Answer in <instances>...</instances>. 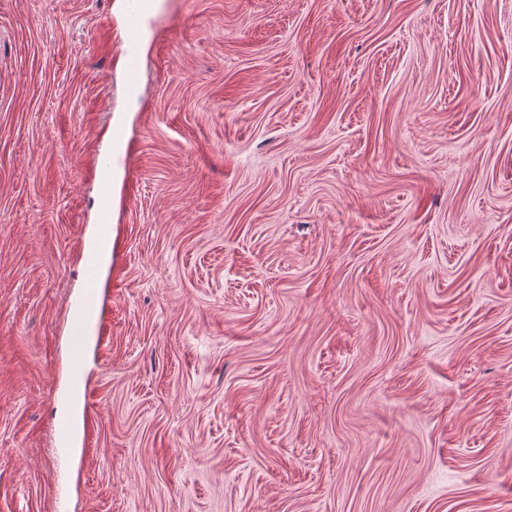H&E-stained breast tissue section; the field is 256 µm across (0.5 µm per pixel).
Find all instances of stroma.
Wrapping results in <instances>:
<instances>
[{
  "label": "stroma",
  "instance_id": "stroma-1",
  "mask_svg": "<svg viewBox=\"0 0 512 512\" xmlns=\"http://www.w3.org/2000/svg\"><path fill=\"white\" fill-rule=\"evenodd\" d=\"M117 2L0 0V512H512V0H154L134 100Z\"/></svg>",
  "mask_w": 512,
  "mask_h": 512
}]
</instances>
